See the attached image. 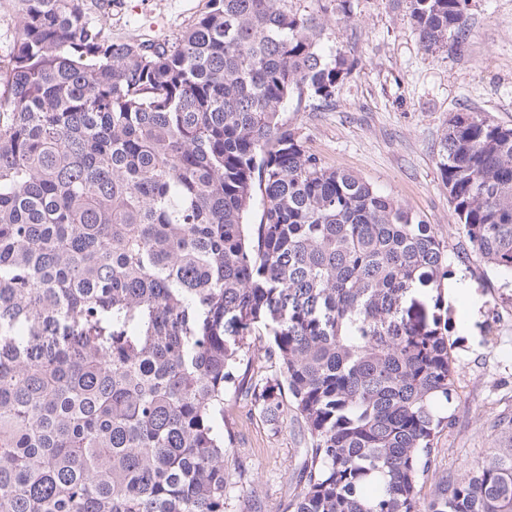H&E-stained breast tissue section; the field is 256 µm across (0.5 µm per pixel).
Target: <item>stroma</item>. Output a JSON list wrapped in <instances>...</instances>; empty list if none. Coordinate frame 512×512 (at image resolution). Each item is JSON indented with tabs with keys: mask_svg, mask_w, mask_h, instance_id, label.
Masks as SVG:
<instances>
[{
	"mask_svg": "<svg viewBox=\"0 0 512 512\" xmlns=\"http://www.w3.org/2000/svg\"><path fill=\"white\" fill-rule=\"evenodd\" d=\"M206 6L207 0H112L106 32L116 41L170 39ZM288 8L320 14L325 49L354 62L332 100L289 101V128L324 166L394 197L448 250L457 392L422 488L429 500L439 479L512 448V427L494 425L501 414L512 415V279L473 253L438 169L440 141L455 113L512 127V0H471L463 45L434 53L421 46L405 7L391 0H349L345 15L337 0H288ZM241 377L242 388L224 397V428L248 476L232 512H287L300 489L308 436L291 414L272 428L244 395L252 374Z\"/></svg>",
	"mask_w": 512,
	"mask_h": 512,
	"instance_id": "obj_1",
	"label": "stroma"
}]
</instances>
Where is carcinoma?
Instances as JSON below:
<instances>
[{"label":"carcinoma","mask_w":512,"mask_h":512,"mask_svg":"<svg viewBox=\"0 0 512 512\" xmlns=\"http://www.w3.org/2000/svg\"><path fill=\"white\" fill-rule=\"evenodd\" d=\"M469 0H406L425 50ZM0 69V512H230L224 395L310 448L292 512H512V448L421 483L456 370L427 224L325 167L283 118L350 74L288 0H209L174 38L114 41L112 0H15ZM456 223L512 277V128L448 120ZM259 223L246 222L256 199ZM45 322L52 335L34 334Z\"/></svg>","instance_id":"obj_1"}]
</instances>
